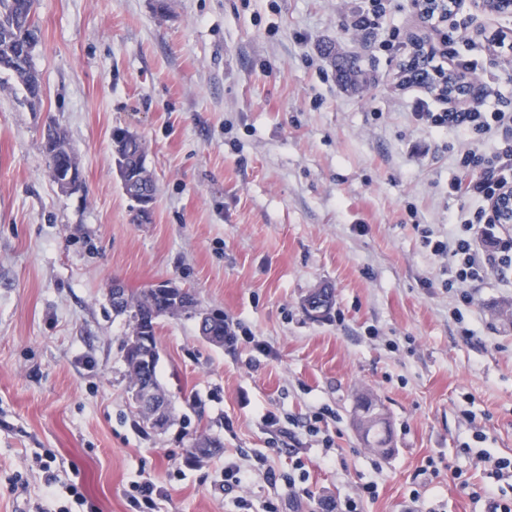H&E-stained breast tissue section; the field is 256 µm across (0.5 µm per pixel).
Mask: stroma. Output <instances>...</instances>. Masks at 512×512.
I'll list each match as a JSON object with an SVG mask.
<instances>
[{
    "mask_svg": "<svg viewBox=\"0 0 512 512\" xmlns=\"http://www.w3.org/2000/svg\"><path fill=\"white\" fill-rule=\"evenodd\" d=\"M359 3L39 0L37 107L0 79V512H134L131 487L146 479L164 491L160 512H262L271 497L280 512H323L325 499L370 481L379 495L363 512H405L430 456L441 476L420 488L426 507L483 512L458 471L512 495V478L497 481L479 459L512 457V320L497 313L512 306V288H475L464 307L475 334L461 335L450 317L460 295L442 288L409 216L417 209L444 233L472 206L448 194V136L411 117L419 100L448 103L401 77L425 34L410 0H382L385 24L400 30L388 51L381 31L348 30ZM476 27L481 63L512 108L497 48L512 42V16L482 14ZM52 122L76 153L81 192L52 179ZM118 128L142 140L156 184L146 224L112 157ZM161 281L269 348L217 347L195 314L161 317L157 379L172 413L159 433L131 401L128 325L107 293ZM319 288L333 306L315 320L303 301ZM362 394L382 404L392 454L360 441ZM322 404L341 436L327 450L301 435L313 495L296 502L291 460L262 416L301 420ZM476 425L485 442H474ZM204 435L221 449L192 459ZM235 448L252 475L233 492L222 468ZM263 455L276 482L258 468Z\"/></svg>",
    "mask_w": 512,
    "mask_h": 512,
    "instance_id": "35a3bbf8",
    "label": "stroma"
}]
</instances>
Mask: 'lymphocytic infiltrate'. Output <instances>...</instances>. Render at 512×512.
Segmentation results:
<instances>
[{
	"label": "lymphocytic infiltrate",
	"instance_id": "f902f5d3",
	"mask_svg": "<svg viewBox=\"0 0 512 512\" xmlns=\"http://www.w3.org/2000/svg\"><path fill=\"white\" fill-rule=\"evenodd\" d=\"M467 27V22L450 21L443 35L444 49L429 59L432 71L442 73L452 67L460 72L478 73L477 63L468 57L475 45L463 34ZM412 117L430 132L456 134L458 173L448 184V194L480 203L476 210L459 211L447 233L427 226L421 230L424 247L439 265L443 287L462 289L461 299L468 304L472 301L469 287L478 286L489 275H496L506 284L512 282V240L496 236L494 223L485 219L487 206L503 188L512 186V111L456 107L436 112L424 102L418 104ZM335 418L332 409L325 405L302 422L292 419L285 423L272 412L265 415L267 424L289 442H296V431L301 428L307 435L320 438L327 448L335 445L330 428Z\"/></svg>",
	"mask_w": 512,
	"mask_h": 512
}]
</instances>
